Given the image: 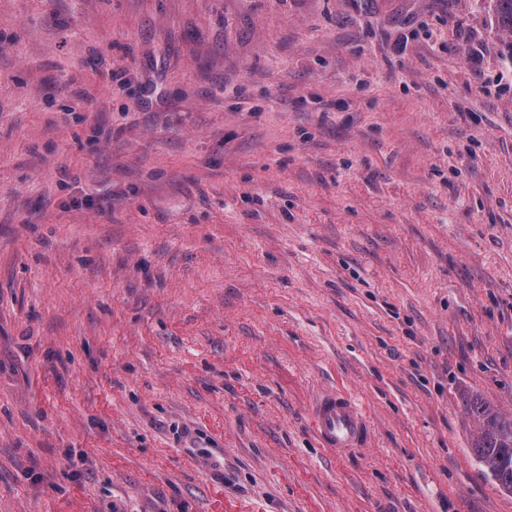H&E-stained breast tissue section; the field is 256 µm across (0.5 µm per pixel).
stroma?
<instances>
[{"label":"stroma","instance_id":"1","mask_svg":"<svg viewBox=\"0 0 512 512\" xmlns=\"http://www.w3.org/2000/svg\"><path fill=\"white\" fill-rule=\"evenodd\" d=\"M467 394L512 416L492 6L0 0V512H512ZM311 415L322 448L345 454L369 445L370 421L347 392L333 389L322 393L314 400Z\"/></svg>","mask_w":512,"mask_h":512}]
</instances>
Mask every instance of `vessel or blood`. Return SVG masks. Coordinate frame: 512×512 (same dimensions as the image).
I'll return each instance as SVG.
<instances>
[{
	"label": "vessel or blood",
	"instance_id": "vessel-or-blood-1",
	"mask_svg": "<svg viewBox=\"0 0 512 512\" xmlns=\"http://www.w3.org/2000/svg\"><path fill=\"white\" fill-rule=\"evenodd\" d=\"M315 432L322 447L335 454L367 447L372 427L362 409L345 391L319 395L311 406Z\"/></svg>",
	"mask_w": 512,
	"mask_h": 512
}]
</instances>
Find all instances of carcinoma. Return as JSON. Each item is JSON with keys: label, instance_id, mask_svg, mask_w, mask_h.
Listing matches in <instances>:
<instances>
[{"label": "carcinoma", "instance_id": "obj_1", "mask_svg": "<svg viewBox=\"0 0 512 512\" xmlns=\"http://www.w3.org/2000/svg\"><path fill=\"white\" fill-rule=\"evenodd\" d=\"M500 27L512 33V0H492ZM464 413L479 424L471 443V455L484 466L495 485L512 493V417L477 397L463 400Z\"/></svg>", "mask_w": 512, "mask_h": 512}]
</instances>
